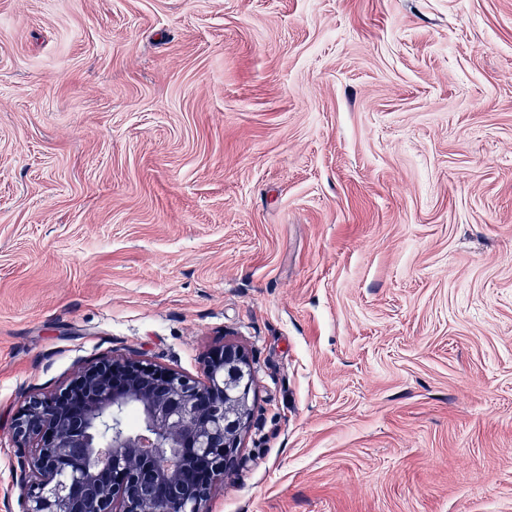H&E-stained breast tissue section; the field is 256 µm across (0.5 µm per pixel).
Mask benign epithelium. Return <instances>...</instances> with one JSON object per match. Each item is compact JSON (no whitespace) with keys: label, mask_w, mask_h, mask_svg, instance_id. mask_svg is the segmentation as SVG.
<instances>
[{"label":"benign epithelium","mask_w":512,"mask_h":512,"mask_svg":"<svg viewBox=\"0 0 512 512\" xmlns=\"http://www.w3.org/2000/svg\"><path fill=\"white\" fill-rule=\"evenodd\" d=\"M205 378L114 358L30 398L14 421L16 437L35 441L26 512H203L238 461L253 385L247 353L216 349Z\"/></svg>","instance_id":"1"}]
</instances>
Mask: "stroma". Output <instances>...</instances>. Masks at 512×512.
<instances>
[{
    "mask_svg": "<svg viewBox=\"0 0 512 512\" xmlns=\"http://www.w3.org/2000/svg\"><path fill=\"white\" fill-rule=\"evenodd\" d=\"M225 344L205 512H512V0H0V512L30 395Z\"/></svg>",
    "mask_w": 512,
    "mask_h": 512,
    "instance_id": "obj_1",
    "label": "stroma"
}]
</instances>
